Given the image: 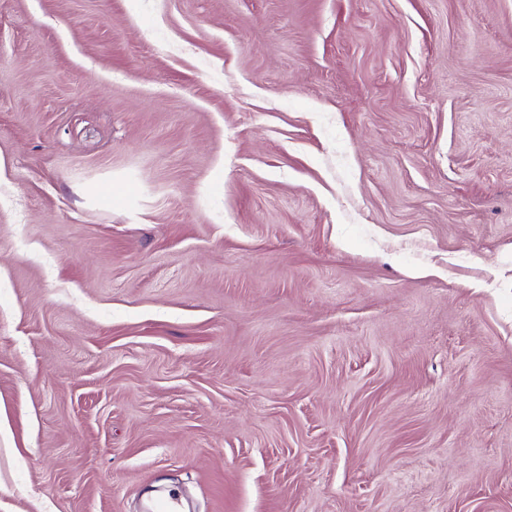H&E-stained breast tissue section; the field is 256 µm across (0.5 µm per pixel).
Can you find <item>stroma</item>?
Here are the masks:
<instances>
[{
	"mask_svg": "<svg viewBox=\"0 0 512 512\" xmlns=\"http://www.w3.org/2000/svg\"><path fill=\"white\" fill-rule=\"evenodd\" d=\"M512 512V0H0V512Z\"/></svg>",
	"mask_w": 512,
	"mask_h": 512,
	"instance_id": "stroma-1",
	"label": "stroma"
}]
</instances>
